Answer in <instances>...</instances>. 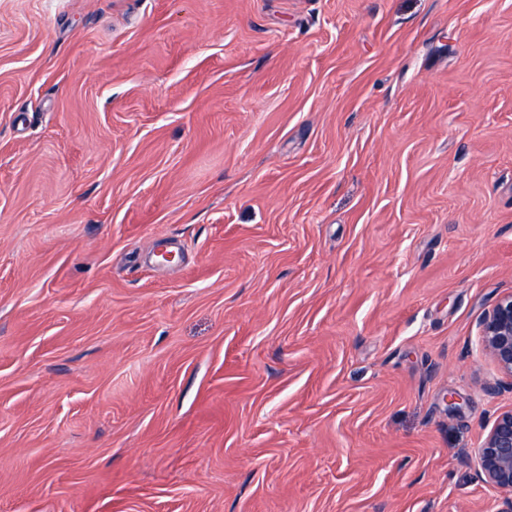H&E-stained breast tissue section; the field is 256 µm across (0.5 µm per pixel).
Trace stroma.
Returning <instances> with one entry per match:
<instances>
[{
  "mask_svg": "<svg viewBox=\"0 0 512 512\" xmlns=\"http://www.w3.org/2000/svg\"><path fill=\"white\" fill-rule=\"evenodd\" d=\"M510 292L512 0H0V512H498ZM482 352L512 379V292L501 296L480 325ZM477 456L484 481L504 496L498 512H512V410L498 414L486 426Z\"/></svg>",
  "mask_w": 512,
  "mask_h": 512,
  "instance_id": "1",
  "label": "stroma"
}]
</instances>
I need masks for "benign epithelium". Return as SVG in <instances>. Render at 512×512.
Listing matches in <instances>:
<instances>
[{"label": "benign epithelium", "instance_id": "7a95c632", "mask_svg": "<svg viewBox=\"0 0 512 512\" xmlns=\"http://www.w3.org/2000/svg\"><path fill=\"white\" fill-rule=\"evenodd\" d=\"M480 338L485 356L512 378V292L501 296L486 313ZM477 456L484 481L503 494L497 512H512V410L498 414L486 426Z\"/></svg>", "mask_w": 512, "mask_h": 512}]
</instances>
